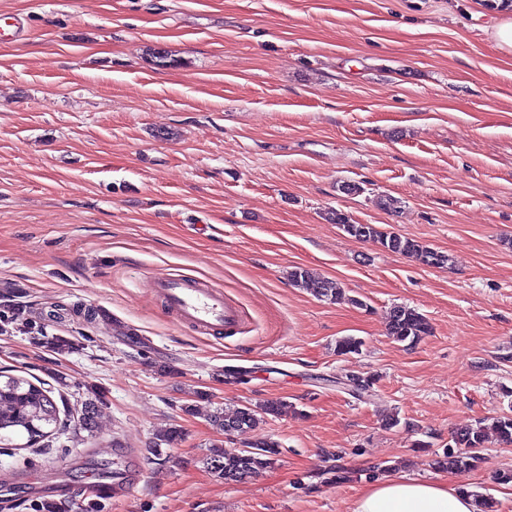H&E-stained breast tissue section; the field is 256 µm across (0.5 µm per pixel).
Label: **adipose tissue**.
Wrapping results in <instances>:
<instances>
[{"mask_svg": "<svg viewBox=\"0 0 512 512\" xmlns=\"http://www.w3.org/2000/svg\"><path fill=\"white\" fill-rule=\"evenodd\" d=\"M350 512H479L475 499L447 481L386 477L371 483Z\"/></svg>", "mask_w": 512, "mask_h": 512, "instance_id": "adipose-tissue-1", "label": "adipose tissue"}]
</instances>
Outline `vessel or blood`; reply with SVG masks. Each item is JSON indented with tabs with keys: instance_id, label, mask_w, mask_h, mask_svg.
<instances>
[{
	"instance_id": "obj_1",
	"label": "vessel or blood",
	"mask_w": 512,
	"mask_h": 512,
	"mask_svg": "<svg viewBox=\"0 0 512 512\" xmlns=\"http://www.w3.org/2000/svg\"><path fill=\"white\" fill-rule=\"evenodd\" d=\"M153 290L164 298L179 322L197 330L221 328L231 332L241 324V314L234 302L222 292L194 281L159 276L153 281Z\"/></svg>"
}]
</instances>
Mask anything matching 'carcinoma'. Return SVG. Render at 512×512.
Listing matches in <instances>:
<instances>
[{"label":"carcinoma","instance_id":"obj_1","mask_svg":"<svg viewBox=\"0 0 512 512\" xmlns=\"http://www.w3.org/2000/svg\"><path fill=\"white\" fill-rule=\"evenodd\" d=\"M328 219L342 227L343 231L356 240L372 238L390 252L410 257L419 264L442 268L449 258L444 253L419 244L417 241L392 232L381 230L375 224H350L345 214L332 211ZM290 281L301 288L311 290L314 295L333 303L344 301L359 305L361 301L348 297L340 285L328 278L317 276L304 267H296L289 272ZM388 333L400 342L415 344L430 333L427 319L406 306L392 308L388 321ZM97 403L88 400L84 403L79 418L80 426L86 431L96 425ZM280 417L288 413V405L283 401L270 402L257 411L250 406L240 405L233 409L216 407L206 413L211 425L230 435L254 427L258 413ZM60 410L44 387L23 376L11 375L0 370V449H20L41 447L60 429ZM494 433L504 445H512V416L496 418L490 428L465 425L457 428L451 437L452 444L444 449L437 464L452 471H466L478 466L481 451ZM183 440L181 430L166 428L155 434L148 451L155 457L163 455V449L176 448ZM280 454V446L274 441H261L250 445V449L226 448L224 444H213L204 459V465L226 483L241 482L260 470L271 466ZM333 455H327L329 465L320 472L326 482L342 483L347 476L342 469L332 463Z\"/></svg>","mask_w":512,"mask_h":512}]
</instances>
